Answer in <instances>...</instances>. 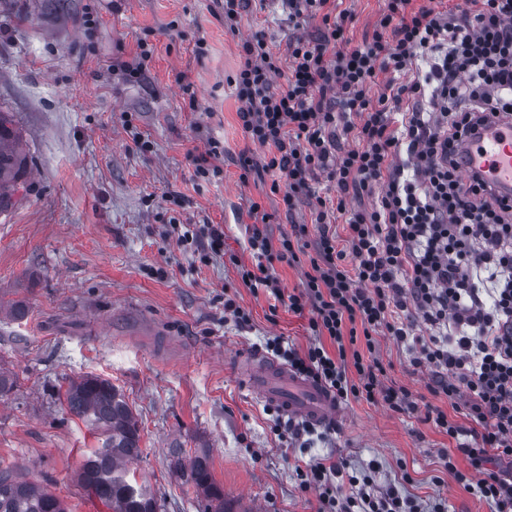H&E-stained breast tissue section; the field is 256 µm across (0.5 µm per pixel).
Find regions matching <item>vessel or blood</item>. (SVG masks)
<instances>
[{
  "instance_id": "obj_1",
  "label": "vessel or blood",
  "mask_w": 512,
  "mask_h": 512,
  "mask_svg": "<svg viewBox=\"0 0 512 512\" xmlns=\"http://www.w3.org/2000/svg\"><path fill=\"white\" fill-rule=\"evenodd\" d=\"M471 169L490 182L512 188V121L491 126L468 148ZM239 376L258 402L314 427L331 424L342 413L334 395L260 350L237 357Z\"/></svg>"
}]
</instances>
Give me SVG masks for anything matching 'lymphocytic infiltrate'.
Returning <instances> with one entry per match:
<instances>
[{"mask_svg":"<svg viewBox=\"0 0 512 512\" xmlns=\"http://www.w3.org/2000/svg\"><path fill=\"white\" fill-rule=\"evenodd\" d=\"M283 2L289 25L317 19L322 28L290 40L283 54L259 33L242 41L238 117L252 142L270 148L263 168L283 182L286 211L307 202L315 225L273 238L268 214L252 203L254 262L238 273L248 288L309 313L317 341L301 352L276 336L267 348L339 399L424 412L458 440L494 512H512V479L492 469L512 462V205L463 179L456 149L488 118L512 119V0H454L438 10L387 0L378 28L357 45L344 36L348 16L336 0ZM341 135L355 147L342 148ZM322 176L334 196L316 192ZM369 196L373 204L363 205ZM340 218L341 244L331 229ZM275 259L304 267L298 291L284 293ZM418 320L428 335L415 333ZM381 334L406 346L414 370L429 371L430 392L452 412L419 408L405 387L386 383L373 353ZM345 469L341 460L298 469L318 512H420L411 497L366 481L342 496Z\"/></svg>","mask_w":512,"mask_h":512,"instance_id":"lymphocytic-infiltrate-1","label":"lymphocytic infiltrate"}]
</instances>
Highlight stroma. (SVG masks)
I'll return each mask as SVG.
<instances>
[{"label": "stroma", "mask_w": 512, "mask_h": 512, "mask_svg": "<svg viewBox=\"0 0 512 512\" xmlns=\"http://www.w3.org/2000/svg\"><path fill=\"white\" fill-rule=\"evenodd\" d=\"M386 0H342L346 36L372 34ZM238 34L216 0H0V113L20 134L26 183L0 215V374L14 388L0 399V466L48 487L68 512H108L79 485L99 435L63 409L66 378L110 379L139 426L137 482L161 512H200L201 497L176 471L171 451L206 453L225 498L257 512H316L296 469L326 456L375 489L396 487L429 508L492 512L477 491L449 476L470 472L457 442L425 422L365 400L344 402L334 430L311 443L278 436L276 416L236 378L242 349L284 337L311 341L307 318L274 307L241 281L251 264L248 210L261 203L273 237L308 224L307 205L286 213L269 174H243L238 157L263 162L243 133L233 81L241 42L264 34L285 50L297 33L279 0L243 12ZM154 53L143 80L123 66L138 41ZM224 145L217 174L201 177L191 154ZM175 224H220L224 252L201 260L178 242ZM250 315H224L225 300ZM387 377L422 406L448 408L413 372L409 353L376 339Z\"/></svg>", "instance_id": "35a3bbf8"}]
</instances>
